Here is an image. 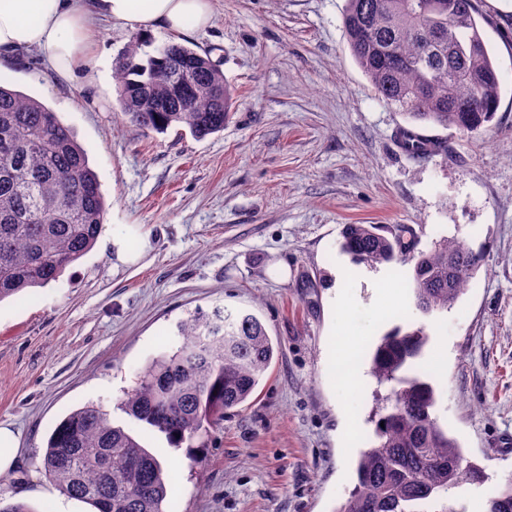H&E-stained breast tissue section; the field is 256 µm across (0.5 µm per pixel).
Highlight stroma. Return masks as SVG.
<instances>
[{
    "mask_svg": "<svg viewBox=\"0 0 512 512\" xmlns=\"http://www.w3.org/2000/svg\"><path fill=\"white\" fill-rule=\"evenodd\" d=\"M207 28L142 37L205 52L237 94L222 132L146 133L119 112L113 69L130 29L99 23L69 81L32 50L0 81L57 113L88 153L106 200L93 249L56 281L0 302V424L21 449L0 473V498L31 512H89L38 471L46 442L74 409L101 405L171 476L167 512H335L355 485L371 416L388 394L370 353L394 326H425L422 362L439 386L437 414L479 482L448 492L487 502L512 483V0H481L483 36L501 80L497 122L461 136L427 128L443 147L403 152L406 117L379 96L351 54L346 0H212ZM407 224L421 249L448 235L485 264L449 310L415 307L413 267L354 262L344 225ZM394 274L399 294L373 305L361 272ZM249 312L279 352L256 393L211 426L200 448L121 408L137 373L178 343L197 310ZM355 346L363 381L336 374ZM359 422L345 437L349 417Z\"/></svg>",
    "mask_w": 512,
    "mask_h": 512,
    "instance_id": "obj_1",
    "label": "stroma"
}]
</instances>
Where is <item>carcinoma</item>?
I'll use <instances>...</instances> for the list:
<instances>
[{"label": "carcinoma", "instance_id": "1", "mask_svg": "<svg viewBox=\"0 0 512 512\" xmlns=\"http://www.w3.org/2000/svg\"><path fill=\"white\" fill-rule=\"evenodd\" d=\"M478 0H346L350 50L376 92L412 124L462 135L490 124L500 77L480 28ZM132 38L115 67L121 114L147 132L185 127L204 139L224 130L235 90L210 58L168 42L140 57ZM97 174L70 129L41 101L0 84V302L44 287L95 244L105 210ZM405 224H347L341 249L358 262L413 263L415 306L424 314L454 306L485 264L463 240L442 236L419 248ZM180 344L137 375L122 408L179 448L205 425L244 404L275 354L252 314L197 312L178 326ZM423 328L397 326L376 345L372 373L392 384L391 409L361 451L356 484L337 512H465L445 501L465 463L435 413L434 381L413 368L424 356ZM40 472L60 493L94 512H165L168 473L100 406L73 410L55 428ZM486 512H512V485Z\"/></svg>", "mask_w": 512, "mask_h": 512}]
</instances>
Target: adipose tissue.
I'll use <instances>...</instances> for the list:
<instances>
[{
  "label": "adipose tissue",
  "mask_w": 512,
  "mask_h": 512,
  "mask_svg": "<svg viewBox=\"0 0 512 512\" xmlns=\"http://www.w3.org/2000/svg\"><path fill=\"white\" fill-rule=\"evenodd\" d=\"M211 15V0H0V65L35 49L66 80L85 60L98 20L182 34L205 28Z\"/></svg>",
  "instance_id": "ef3b65f1"
}]
</instances>
